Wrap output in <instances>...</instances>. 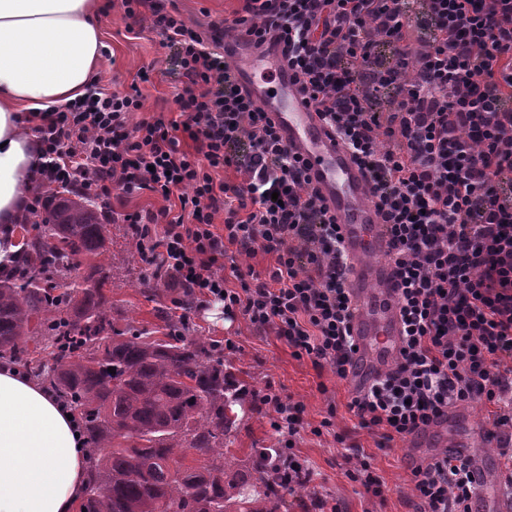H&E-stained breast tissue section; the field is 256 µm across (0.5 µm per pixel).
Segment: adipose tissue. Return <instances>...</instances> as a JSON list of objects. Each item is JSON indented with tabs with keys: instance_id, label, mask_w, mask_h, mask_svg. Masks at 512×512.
Wrapping results in <instances>:
<instances>
[{
	"instance_id": "1",
	"label": "adipose tissue",
	"mask_w": 512,
	"mask_h": 512,
	"mask_svg": "<svg viewBox=\"0 0 512 512\" xmlns=\"http://www.w3.org/2000/svg\"><path fill=\"white\" fill-rule=\"evenodd\" d=\"M98 0H0V270L20 246L24 189L40 172V144L22 112L84 95L103 64ZM87 450L67 408L37 382L0 367V512H75Z\"/></svg>"
}]
</instances>
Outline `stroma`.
Returning <instances> with one entry per match:
<instances>
[{
    "mask_svg": "<svg viewBox=\"0 0 512 512\" xmlns=\"http://www.w3.org/2000/svg\"><path fill=\"white\" fill-rule=\"evenodd\" d=\"M174 5L188 24L204 30L210 22L241 10L243 0H174ZM128 25L121 9H100V34L106 50L99 75L101 83L122 90L138 83L141 70L150 69V82L139 83L142 118H177L174 97L181 91L184 79L173 48L163 46L157 33L146 29L136 34L129 31ZM163 205L161 197L148 192L126 195L113 191L110 200L98 205L105 224L104 270L85 263L75 265L68 277L57 279V286L68 288L87 278L103 279L109 298L107 308L116 328L156 326V302H171L173 294L153 279L141 259L130 257L135 238L130 226L121 223L119 216L133 210H156ZM183 332L211 343L229 338L235 344L234 349L225 351L224 363L230 366L236 383L248 391L243 398L246 414L237 447L280 445L267 412L254 403L252 393L271 386L303 404L307 428L296 439V454L300 462L313 470L314 477L302 497H289L290 512H319L317 503L322 499L337 505L341 512H412L410 470L421 459L411 441H400L384 449L378 436L358 427L347 410L353 395L348 380L337 378L330 368H315L309 359H296L287 342L273 331L256 330L240 317L225 318L219 302L192 314ZM331 408L336 411L332 430L319 437L312 435L311 427L319 425ZM352 444L360 445L368 455L371 470L382 483L381 497L366 495L360 482L351 478L353 463L347 448Z\"/></svg>",
    "mask_w": 512,
    "mask_h": 512,
    "instance_id": "1",
    "label": "stroma"
}]
</instances>
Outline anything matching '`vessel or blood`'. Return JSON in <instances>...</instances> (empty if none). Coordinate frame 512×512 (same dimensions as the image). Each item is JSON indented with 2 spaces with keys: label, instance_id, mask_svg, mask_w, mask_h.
<instances>
[{
  "label": "vessel or blood",
  "instance_id": "obj_1",
  "mask_svg": "<svg viewBox=\"0 0 512 512\" xmlns=\"http://www.w3.org/2000/svg\"><path fill=\"white\" fill-rule=\"evenodd\" d=\"M283 55L279 44L251 46L245 29L224 33V58L237 82L270 113L283 143L305 163L323 205L338 224L342 249L350 264V331L357 347L349 383L361 391L394 367L401 345L399 280L388 260L392 237L364 170L310 104ZM456 453L469 462L477 484L470 501L471 512H489L486 465L466 448H457Z\"/></svg>",
  "mask_w": 512,
  "mask_h": 512
}]
</instances>
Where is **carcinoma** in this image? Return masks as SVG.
Instances as JSON below:
<instances>
[{"instance_id":"cac0c4a2","label":"carcinoma","mask_w":512,"mask_h":512,"mask_svg":"<svg viewBox=\"0 0 512 512\" xmlns=\"http://www.w3.org/2000/svg\"><path fill=\"white\" fill-rule=\"evenodd\" d=\"M22 220L41 232L0 274V361L24 365L71 409L88 444L86 512H288V461L279 448L231 449L242 403L226 382L224 357L188 338L166 309L165 333L117 330L103 280L49 298L53 277L73 260H98L105 224L74 190ZM32 342L50 359L24 356ZM114 368L111 373L108 368Z\"/></svg>"}]
</instances>
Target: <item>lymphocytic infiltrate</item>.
I'll list each match as a JSON object with an SVG mask.
<instances>
[{"instance_id": "lymphocytic-infiltrate-1", "label": "lymphocytic infiltrate", "mask_w": 512, "mask_h": 512, "mask_svg": "<svg viewBox=\"0 0 512 512\" xmlns=\"http://www.w3.org/2000/svg\"><path fill=\"white\" fill-rule=\"evenodd\" d=\"M119 7L176 49L179 117L134 121L138 85L96 81L81 99L24 114L43 158L27 210L44 208L55 184L93 200L116 189L177 200V217L166 207L122 216L153 278L195 304L222 301L228 317L346 378L355 343L337 226L268 113L223 65L225 28L275 34L310 102L365 169L392 236L404 336L394 370L349 403L359 428L388 445L476 403L490 407L493 434L512 440V0H422L418 17L410 0H244L204 32L166 0ZM382 43L397 55L386 73L374 67ZM383 86L387 113L369 103ZM227 170L236 181L223 179ZM260 253L272 268L237 262ZM258 401L289 484L310 481L294 456L303 405L271 387ZM411 483L414 512H470L466 460L441 453L414 467Z\"/></svg>"}]
</instances>
